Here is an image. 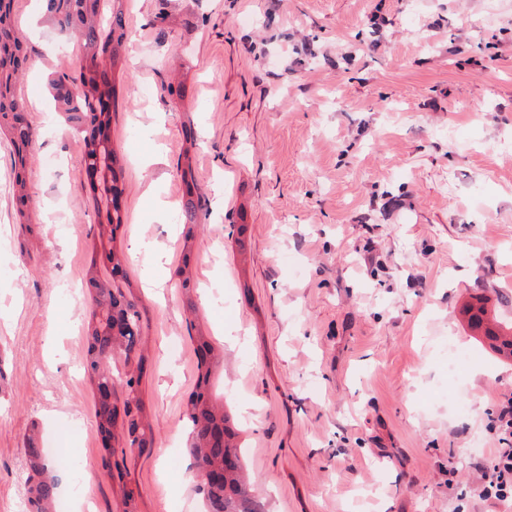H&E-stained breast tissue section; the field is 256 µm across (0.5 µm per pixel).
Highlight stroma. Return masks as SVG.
Segmentation results:
<instances>
[{
	"mask_svg": "<svg viewBox=\"0 0 512 512\" xmlns=\"http://www.w3.org/2000/svg\"><path fill=\"white\" fill-rule=\"evenodd\" d=\"M13 11L34 136L21 215L0 135V512H28L34 427L89 512H123L127 490L138 512H202L183 415L200 334L224 352L218 391L265 512H512L478 495L512 362L459 315L482 293L512 323V0H124L115 246L142 316L144 450L103 448L84 372L107 205L46 92L79 75V51L40 0ZM187 167L205 203L190 230ZM140 238L173 263L133 256ZM452 345L470 355L453 376Z\"/></svg>",
	"mask_w": 512,
	"mask_h": 512,
	"instance_id": "35a3bbf8",
	"label": "stroma"
}]
</instances>
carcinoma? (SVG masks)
Instances as JSON below:
<instances>
[{"label": "carcinoma", "mask_w": 512, "mask_h": 512, "mask_svg": "<svg viewBox=\"0 0 512 512\" xmlns=\"http://www.w3.org/2000/svg\"><path fill=\"white\" fill-rule=\"evenodd\" d=\"M103 0H46V10L56 30L74 39L80 49L83 65L79 78L55 76L48 86L57 111L68 114L79 123L84 132V151L79 164L93 177L90 189L100 198L117 199L122 195L116 169L118 159L112 147L97 140V131L111 124L112 111L103 105V98L116 99L115 85L106 69L121 64L125 37V15L121 0H109V14L102 19ZM28 60L22 33L13 17L12 0H0V128L7 129L13 149V184L18 190L21 205H26L27 149L33 133L25 118V105L16 92L20 63ZM203 209L201 198L187 188L181 205L180 220L194 224ZM125 223L122 208L112 206L107 212V223L97 230L100 249L112 264V282H103L93 276L87 283L93 290L94 309L87 327V354L85 372L95 388L102 391L114 388L112 367L102 363L99 353L110 352L124 356L126 377L123 381V416L117 411L96 409L98 431L113 440L121 437L139 448L153 444L148 434L150 424L143 413L140 381L144 366L141 345L140 314L133 303L125 300L119 283L126 280L124 259L114 248L115 232ZM467 324L481 333L492 352L512 361V326L504 334L490 317L488 298L473 295L461 307ZM196 351H205L208 362H197L195 386L189 394L184 415L189 428V455L203 460L210 468L224 464V451L232 450L238 456V469L224 476L221 484L197 481L195 491L202 499L206 512H262L254 488L244 473L243 456L238 445V431L224 406L212 399L211 373L223 356L205 336L195 339ZM26 455L30 474L27 494L30 512H54L59 495V483L52 474L57 465L41 442L30 438Z\"/></svg>", "instance_id": "obj_1"}]
</instances>
